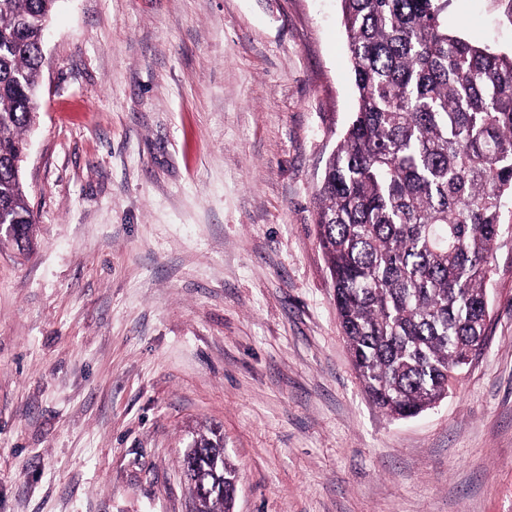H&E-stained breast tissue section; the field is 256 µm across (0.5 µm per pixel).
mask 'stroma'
<instances>
[{
	"mask_svg": "<svg viewBox=\"0 0 512 512\" xmlns=\"http://www.w3.org/2000/svg\"><path fill=\"white\" fill-rule=\"evenodd\" d=\"M448 27L512 48L498 0ZM0 241V512H192L214 428L235 512H512V204L487 341L435 408L369 399L318 189L354 109L340 0H60ZM210 435L200 434L193 440V454L196 462L197 470L206 483L216 484L224 481V487L231 486L232 481L236 477V468L228 461L224 460L223 470L214 472L211 467V453L216 448H223L224 442L216 430H211Z\"/></svg>",
	"mask_w": 512,
	"mask_h": 512,
	"instance_id": "obj_1",
	"label": "stroma"
}]
</instances>
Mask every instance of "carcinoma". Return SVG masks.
Returning <instances> with one entry per match:
<instances>
[{
  "label": "carcinoma",
  "instance_id": "carcinoma-1",
  "mask_svg": "<svg viewBox=\"0 0 512 512\" xmlns=\"http://www.w3.org/2000/svg\"><path fill=\"white\" fill-rule=\"evenodd\" d=\"M58 0H0V224L18 253L35 222L21 162L37 118L38 39ZM449 0H341L356 108L319 189L317 239L365 393L412 418L485 345L487 285L512 201V50L448 30ZM205 482L217 431L193 440ZM230 512L229 493L194 497Z\"/></svg>",
  "mask_w": 512,
  "mask_h": 512
}]
</instances>
